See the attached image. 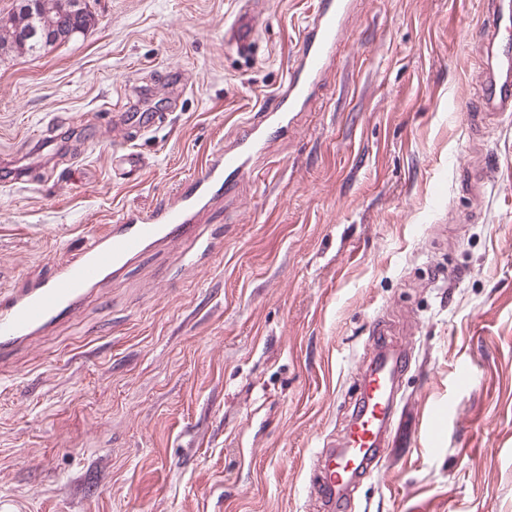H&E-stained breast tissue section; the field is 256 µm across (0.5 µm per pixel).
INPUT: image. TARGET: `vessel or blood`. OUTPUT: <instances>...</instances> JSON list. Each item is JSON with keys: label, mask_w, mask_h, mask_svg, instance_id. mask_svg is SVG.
Segmentation results:
<instances>
[{"label": "vessel or blood", "mask_w": 512, "mask_h": 512, "mask_svg": "<svg viewBox=\"0 0 512 512\" xmlns=\"http://www.w3.org/2000/svg\"><path fill=\"white\" fill-rule=\"evenodd\" d=\"M351 4L352 0H317L287 79L277 93L276 109L258 113L232 146L207 155L185 190L150 211L128 214L124 223L94 236L60 265L51 281L31 284L0 302V356L72 312L93 288L148 248L164 242H190L180 261L196 265L199 253L211 244L206 230L195 222L196 213L210 202L215 188L231 191L234 177L251 171L255 158L266 148L270 131L293 126L325 78ZM486 32L485 102L491 111L512 112V0H496ZM224 38L237 54L252 52L258 33L248 5L240 6ZM407 361L402 349L384 347L368 366L343 443L320 463L315 494L327 512H347L350 488L380 460L395 414L393 390Z\"/></svg>", "instance_id": "vessel-or-blood-1"}]
</instances>
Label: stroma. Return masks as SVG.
Returning a JSON list of instances; mask_svg holds the SVG:
<instances>
[{
  "label": "stroma",
  "instance_id": "35a3bbf8",
  "mask_svg": "<svg viewBox=\"0 0 512 512\" xmlns=\"http://www.w3.org/2000/svg\"><path fill=\"white\" fill-rule=\"evenodd\" d=\"M239 2L96 0L84 36L0 59V178L28 172L0 186V295L275 106L315 0H256L250 58L224 47ZM487 15L357 0L317 100L203 213L200 266L152 247L8 356L0 512H321L315 457L379 339L409 352L396 401L419 431L391 432L351 512H512V112L484 110Z\"/></svg>",
  "mask_w": 512,
  "mask_h": 512
}]
</instances>
